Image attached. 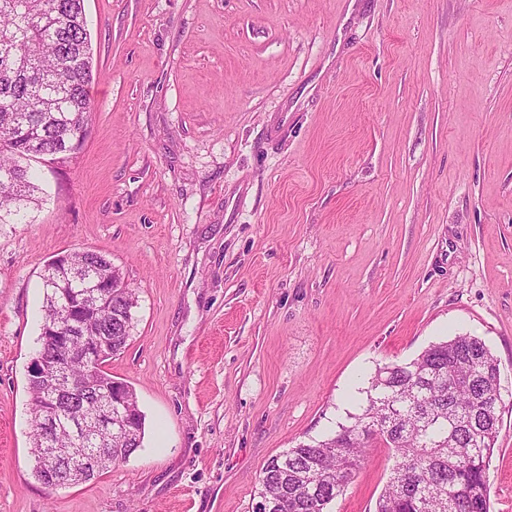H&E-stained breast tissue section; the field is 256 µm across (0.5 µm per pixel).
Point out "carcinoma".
Segmentation results:
<instances>
[{"mask_svg":"<svg viewBox=\"0 0 512 512\" xmlns=\"http://www.w3.org/2000/svg\"><path fill=\"white\" fill-rule=\"evenodd\" d=\"M84 0H0V224H22L39 205L30 169L38 154L64 158L85 139L92 105L90 34ZM41 329L66 321V308L88 301L69 321V348L84 349L86 336H108L112 345L87 374L81 357L70 359V378L89 376L93 389L72 402L50 400L43 383L29 380L31 454L73 448L75 426L96 415L102 398L118 389L112 441L85 437L82 446L106 449L87 473L90 481L126 461L143 444L145 415L130 386L116 381L105 363L126 348L134 329L136 297L108 255L75 251L71 262L49 261L42 274ZM104 291L110 309L95 311ZM499 362L485 341L458 334L429 345L416 358L376 369L360 389L349 422L288 449L262 470L256 507L262 512H328L360 470L365 448L381 440L395 464L375 512H490L489 466L498 438L502 400ZM52 413L59 424L47 429Z\"/></svg>","mask_w":512,"mask_h":512,"instance_id":"cac0c4a2","label":"carcinoma"}]
</instances>
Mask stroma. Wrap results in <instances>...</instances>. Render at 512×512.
<instances>
[{
    "label": "stroma",
    "instance_id": "1",
    "mask_svg": "<svg viewBox=\"0 0 512 512\" xmlns=\"http://www.w3.org/2000/svg\"><path fill=\"white\" fill-rule=\"evenodd\" d=\"M94 111L0 224V512H252L267 462L377 367L459 333L500 364L491 512H512V0H85ZM106 253L146 415L93 480L33 475L41 274ZM373 442L329 512H374Z\"/></svg>",
    "mask_w": 512,
    "mask_h": 512
}]
</instances>
